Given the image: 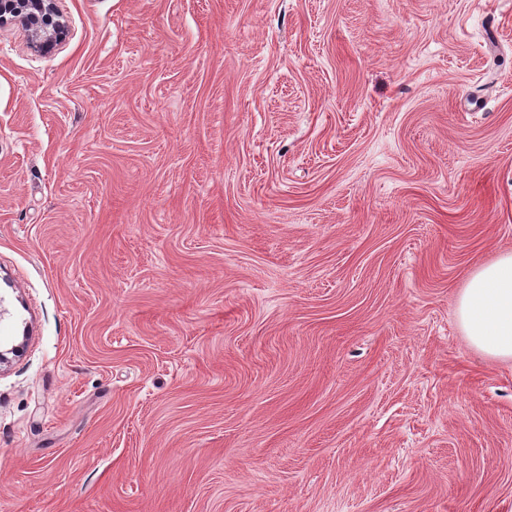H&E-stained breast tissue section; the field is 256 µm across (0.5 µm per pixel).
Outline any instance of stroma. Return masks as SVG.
Wrapping results in <instances>:
<instances>
[{
	"label": "stroma",
	"instance_id": "1",
	"mask_svg": "<svg viewBox=\"0 0 512 512\" xmlns=\"http://www.w3.org/2000/svg\"><path fill=\"white\" fill-rule=\"evenodd\" d=\"M0 27V512H512V0H57ZM55 0H0V26L19 21L30 32L36 48L47 50L52 35L61 33L63 24ZM456 314L474 349L512 361V251L469 274Z\"/></svg>",
	"mask_w": 512,
	"mask_h": 512
}]
</instances>
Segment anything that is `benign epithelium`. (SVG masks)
<instances>
[{
    "label": "benign epithelium",
    "mask_w": 512,
    "mask_h": 512,
    "mask_svg": "<svg viewBox=\"0 0 512 512\" xmlns=\"http://www.w3.org/2000/svg\"><path fill=\"white\" fill-rule=\"evenodd\" d=\"M55 0H0V26L9 21L22 23L35 47L47 50L52 36L63 29Z\"/></svg>",
    "instance_id": "7a95c632"
}]
</instances>
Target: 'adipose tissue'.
Returning a JSON list of instances; mask_svg holds the SVG:
<instances>
[{
	"label": "adipose tissue",
	"mask_w": 512,
	"mask_h": 512,
	"mask_svg": "<svg viewBox=\"0 0 512 512\" xmlns=\"http://www.w3.org/2000/svg\"><path fill=\"white\" fill-rule=\"evenodd\" d=\"M456 314L474 349L512 361V251L469 274Z\"/></svg>",
	"instance_id": "1"
}]
</instances>
